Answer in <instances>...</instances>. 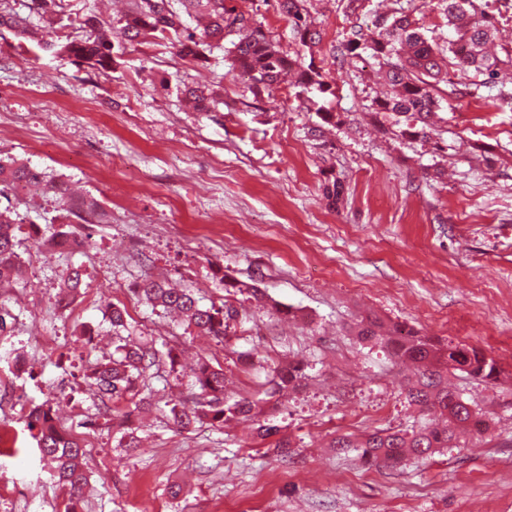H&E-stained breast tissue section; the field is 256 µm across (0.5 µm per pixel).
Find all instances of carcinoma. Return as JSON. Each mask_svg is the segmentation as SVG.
Masks as SVG:
<instances>
[{
  "label": "carcinoma",
  "instance_id": "obj_1",
  "mask_svg": "<svg viewBox=\"0 0 512 512\" xmlns=\"http://www.w3.org/2000/svg\"><path fill=\"white\" fill-rule=\"evenodd\" d=\"M305 0H278L280 11L288 16L293 38L298 44L312 48L321 41L320 32L308 21ZM450 39L438 43L427 38L418 20L401 12L393 17L381 16L376 21V31L369 35L358 31L343 46L342 54L355 58L368 51L376 58L385 75L390 91L374 100L376 111L395 116L399 136L408 139H429L436 132L431 117L440 107L441 88L448 83V69L462 75L473 71L495 79L497 60L490 59L487 45L502 37L500 28L488 14L478 12L474 0H442ZM185 10L203 13L208 23L200 34L184 28L181 16L172 0H134V7L121 27V37L134 41L158 35L174 43L180 57L198 58L199 46L207 41L217 43L225 37L231 41L233 65L246 73L254 95L272 90L287 73L295 74V84L306 89L313 87L322 94H334L332 85L325 81L321 71L313 65L302 66L298 59L284 53L270 34L253 26L251 18L227 0H181ZM62 7V0H31L30 10L36 13L51 29L54 15ZM235 16L236 27L230 29L227 17ZM83 24L90 29L87 37L59 45L45 41L49 50H61L89 67L107 71L113 62L112 27L104 26L93 13L85 15ZM183 94L193 100L201 112L210 109L213 93L205 86L187 87ZM27 193H51L73 220L64 226L49 224L48 240L70 253L83 249L85 244L81 228L86 224L103 222L105 213L92 198L76 197L67 182L51 178L45 172L14 158H0V196L10 193L16 203ZM23 223L15 207L0 208V288L18 283L25 273V260L18 252L20 243L16 231ZM81 266L70 268L61 284L59 303L69 305L71 293L83 284ZM139 297L153 308L175 313L186 327L198 335L220 337L229 327L236 310L224 305L206 306L188 288H175L164 280L147 278L136 289ZM127 312L110 304L106 318L112 329L115 355L96 364L87 374L92 380L104 412H116L128 418L141 411L147 402L141 397V387L149 371L165 363L171 372H178L179 344L164 342L162 349L148 347L129 335ZM357 336L362 341L386 343L399 363H412L418 368L417 379L405 389L408 402L427 414L438 413L444 424L428 423L410 431H377L353 439L339 435L332 440L338 451L359 453L368 465H394L403 459L422 457L447 448L457 438V432L468 429L473 433L488 432L489 424L473 404L463 399L456 390L448 387V372L483 382L499 381L501 369L496 360L482 348L467 343H445L433 336H420L400 325L387 326L377 318H367L358 325ZM187 377L192 393L184 402L171 407L174 424L180 429H190L197 424L213 428L224 427L226 414L254 418L261 409L247 398L229 404L224 395V370L207 361L200 362ZM304 377L303 367L291 362L275 370L268 396L276 397L294 387ZM27 427L36 431L41 460L56 483L67 488L76 498L87 484L84 469L85 449L71 432L63 429L52 414L51 406L43 404L28 415Z\"/></svg>",
  "mask_w": 512,
  "mask_h": 512
}]
</instances>
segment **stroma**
Masks as SVG:
<instances>
[{
	"mask_svg": "<svg viewBox=\"0 0 512 512\" xmlns=\"http://www.w3.org/2000/svg\"><path fill=\"white\" fill-rule=\"evenodd\" d=\"M27 3L0 0L28 19L23 33L0 27V155L95 197L109 221L86 226L84 283L62 309L67 260L31 237L64 212L43 195L19 209L30 266L9 292L15 325L0 336V512H64L68 494L26 426L46 400L86 448L77 512H512V108L494 106L471 73L475 94L445 97L438 136L401 138L392 115L373 109L385 89L377 60L334 53L354 30L371 33L379 16L402 8L427 37L447 36L439 0H307L323 33L311 51L293 42L277 0H232L333 82L328 123L291 81L254 96L227 43L201 65L166 39L119 38L111 70L91 69L43 47ZM91 8L118 28L130 0H63L58 41L81 36ZM187 85L213 88L214 111H195ZM333 179L342 186L334 205L324 195ZM215 263L237 289L214 278ZM147 278L239 316L221 340L186 333L138 297ZM254 282L266 302L245 292ZM107 301L126 310L141 342L176 338L187 362L223 367L229 399L259 402L289 456L241 418L177 431L170 409L188 389L165 365L153 369L150 406L128 429L99 415L86 375L114 351ZM368 317L494 357L496 384L452 378L491 430L396 467L337 454L334 436L421 419L405 398L407 369L354 336ZM241 352L254 353L253 365L238 362ZM295 360L307 380L268 397L274 367ZM174 483L183 487L175 498Z\"/></svg>",
	"mask_w": 512,
	"mask_h": 512,
	"instance_id": "obj_1",
	"label": "stroma"
}]
</instances>
